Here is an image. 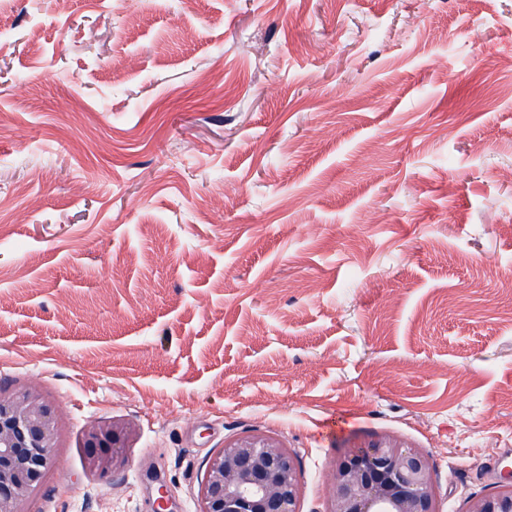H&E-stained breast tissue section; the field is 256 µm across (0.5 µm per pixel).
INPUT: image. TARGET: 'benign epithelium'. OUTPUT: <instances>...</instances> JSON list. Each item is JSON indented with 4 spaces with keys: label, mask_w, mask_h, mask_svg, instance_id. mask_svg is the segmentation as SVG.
<instances>
[{
    "label": "benign epithelium",
    "mask_w": 512,
    "mask_h": 512,
    "mask_svg": "<svg viewBox=\"0 0 512 512\" xmlns=\"http://www.w3.org/2000/svg\"><path fill=\"white\" fill-rule=\"evenodd\" d=\"M57 433L55 410L38 389L0 393V512H23L52 467ZM135 436L126 422L88 425L87 468L103 474L123 465ZM326 494V512H440L428 457L391 437L338 457ZM301 495L294 452L273 436L248 435L209 459L197 512H298ZM467 512H512V477L471 498Z\"/></svg>",
    "instance_id": "7a95c632"
}]
</instances>
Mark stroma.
I'll return each mask as SVG.
<instances>
[{
  "mask_svg": "<svg viewBox=\"0 0 512 512\" xmlns=\"http://www.w3.org/2000/svg\"><path fill=\"white\" fill-rule=\"evenodd\" d=\"M508 272L512 0L0 10V390L58 422L24 512H197L254 433L300 512L387 436L466 512L512 448ZM112 418L127 460L89 473ZM136 436L135 427L126 422L109 421L94 422L86 427L82 437V448H85V463L90 471L112 472L125 462L126 448Z\"/></svg>",
  "mask_w": 512,
  "mask_h": 512,
  "instance_id": "obj_1",
  "label": "stroma"
}]
</instances>
